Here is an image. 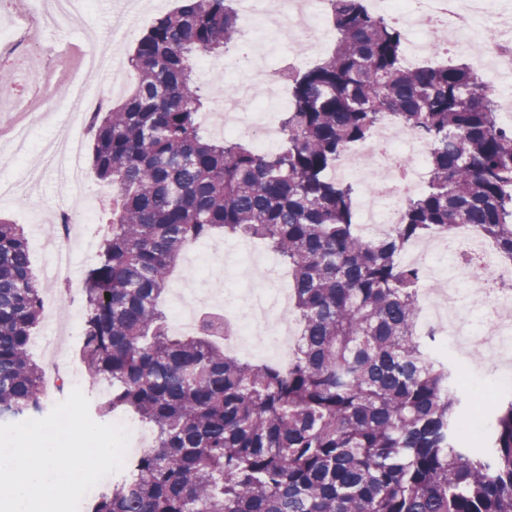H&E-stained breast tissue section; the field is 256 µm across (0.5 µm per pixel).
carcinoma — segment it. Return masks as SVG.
<instances>
[{"instance_id": "obj_1", "label": "carcinoma", "mask_w": 512, "mask_h": 512, "mask_svg": "<svg viewBox=\"0 0 512 512\" xmlns=\"http://www.w3.org/2000/svg\"><path fill=\"white\" fill-rule=\"evenodd\" d=\"M336 46L288 73L281 145L215 138L193 60L238 43L234 0H181L138 40L132 91L92 119L110 207L86 274L80 357L154 444L90 512H512V395L490 429L460 428L434 331H417L414 241L475 226L512 261V130L461 65H402L404 36L364 0H329ZM429 146L426 187L368 240L354 223L345 149L385 118ZM215 235L263 241L293 277L301 326L288 368L225 351L224 320L169 333L161 309L185 249ZM44 285L22 226L0 218V417L44 408L31 357Z\"/></svg>"}]
</instances>
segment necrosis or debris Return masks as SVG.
Here are the masks:
<instances>
[{"mask_svg":"<svg viewBox=\"0 0 512 512\" xmlns=\"http://www.w3.org/2000/svg\"><path fill=\"white\" fill-rule=\"evenodd\" d=\"M375 14L401 25L406 39L405 62L416 64L425 51L444 44L464 52L469 41L481 38L487 26L499 34L491 54L478 63L495 85L501 113L512 112V18L503 17L501 0H372ZM245 37L279 32L274 59L258 64L249 59L248 73L221 105L224 134L252 139L259 153L275 143L278 95L286 91L284 76L306 53L334 37L327 22V0H237ZM427 145L411 132L385 121L374 140L347 150L339 171L362 181V234L369 239L388 235L399 220L403 202L422 190L427 179ZM420 266V315L435 327L438 353L467 355L486 352L497 359L502 344L512 341V267L497 262L475 229L464 226L445 238L419 246L411 255ZM265 287L248 288L242 302L223 298L220 312L236 337V346L253 355L270 347L288 358V290L278 278V265L268 260L262 268ZM482 277L484 295L464 299L463 287Z\"/></svg>","mask_w":512,"mask_h":512,"instance_id":"1","label":"necrosis or debris"}]
</instances>
